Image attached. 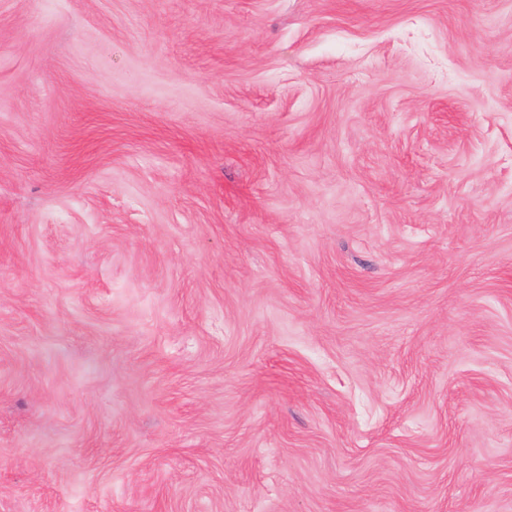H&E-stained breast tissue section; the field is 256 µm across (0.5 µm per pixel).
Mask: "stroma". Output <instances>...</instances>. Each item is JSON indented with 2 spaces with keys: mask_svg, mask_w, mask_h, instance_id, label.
<instances>
[{
  "mask_svg": "<svg viewBox=\"0 0 512 512\" xmlns=\"http://www.w3.org/2000/svg\"><path fill=\"white\" fill-rule=\"evenodd\" d=\"M0 512H512V0H0Z\"/></svg>",
  "mask_w": 512,
  "mask_h": 512,
  "instance_id": "stroma-1",
  "label": "stroma"
}]
</instances>
